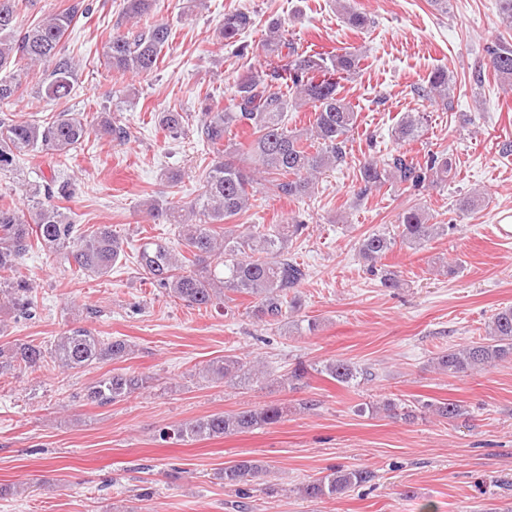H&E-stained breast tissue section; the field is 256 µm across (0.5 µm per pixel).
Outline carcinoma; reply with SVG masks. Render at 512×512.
I'll return each instance as SVG.
<instances>
[{
  "label": "carcinoma",
  "mask_w": 512,
  "mask_h": 512,
  "mask_svg": "<svg viewBox=\"0 0 512 512\" xmlns=\"http://www.w3.org/2000/svg\"><path fill=\"white\" fill-rule=\"evenodd\" d=\"M23 0H0V172L15 169L19 156L38 152L50 158L70 159L80 151L90 134L124 141L129 128L117 125L99 112L63 110L45 119L16 118L8 108L19 97L22 79L42 75L37 94L60 101L70 96L75 66L62 51V39L69 28L90 12L84 0L27 27L19 23ZM156 0H124V17L130 27L112 34L104 46L103 65L115 82L128 74L149 75L157 67L164 50L172 45L169 24L153 19ZM254 15L234 10L224 14L219 35L224 45L237 54L243 52L241 36L253 28ZM263 48L269 53L287 50L291 58L284 69L254 68L238 76L234 90L222 105L205 96L195 131L197 139L209 147L212 159L202 175L204 190L196 201L180 206L154 198L144 203L155 224H176L183 249L174 252L170 242L148 237L140 245L137 263L150 284L169 297L190 306L206 308L234 295L254 298L253 315L267 326L277 325L296 312L299 302L294 289L306 277L300 264L288 258V243L302 235L305 220L293 216L283 224L265 228L242 224L238 232L230 223L252 206L257 186L274 198L302 201L311 196L316 180L327 170L347 161L350 133L358 126L359 112L341 94L342 82L359 69L361 58L351 52L331 54L301 50L287 39L281 24L268 26ZM490 67L498 79L512 85V41L500 37L487 47ZM451 79L448 71L431 72L419 96L448 106ZM307 105L314 119L309 127H288V112ZM155 122L169 138L184 134V117L179 112L154 113ZM424 113H408L394 130L398 141L421 136ZM250 131L247 148L234 141V130ZM456 169V159L446 153H429L420 160L393 149L380 160L359 164L360 190L369 193L386 184L419 190L431 179H448ZM30 204L20 209L10 202L0 203V309L26 319L35 316L33 286L20 272L21 261L34 249L59 254L74 272L104 277L126 258L124 240L112 226L99 224L83 229L67 216L66 203L75 189L68 180L54 178L27 190ZM450 229L448 224H431L420 210L407 208L398 216L397 232L374 231L360 240L363 259L374 264L397 243L420 245ZM130 344L120 338H103L84 327L72 328L53 344L15 343L0 347V375L15 367L36 370L51 360L65 370H82L129 356ZM512 360V306L496 310L489 318L487 336L461 347L449 348L432 358L434 368L454 377ZM316 371L338 384L349 386L367 381L373 373L346 359H331ZM206 376L232 384L256 385L269 377L268 370L236 355H226L208 364ZM147 378L127 373L108 374L85 394L98 405L121 401L145 387ZM392 418L413 420L427 414L454 421L466 409L451 400L399 404L383 402ZM285 410L267 404L235 413H213L186 422L174 431L180 440H199L243 433L275 425ZM263 467L254 460H241L224 468L219 476L224 485L247 495L244 485ZM373 472L366 467H338L311 480L300 493L307 499L333 498L370 482Z\"/></svg>",
  "instance_id": "1"
}]
</instances>
